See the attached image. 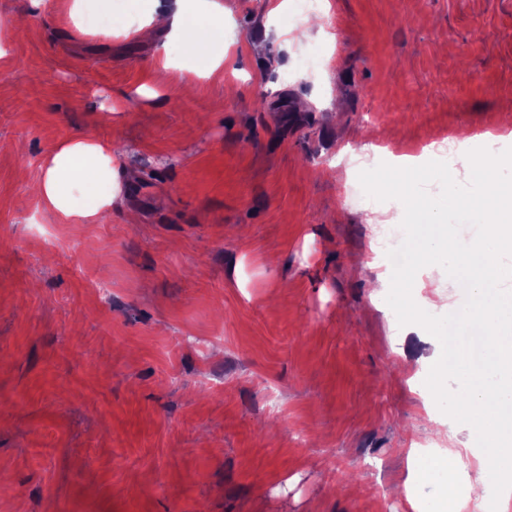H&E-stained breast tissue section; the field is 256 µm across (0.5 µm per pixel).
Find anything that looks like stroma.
<instances>
[{"mask_svg":"<svg viewBox=\"0 0 512 512\" xmlns=\"http://www.w3.org/2000/svg\"><path fill=\"white\" fill-rule=\"evenodd\" d=\"M75 2L0 0V512H410L433 346L395 335L336 162L512 131V0H324L332 35L223 0L201 78L136 27L210 0L104 34ZM87 129L129 171L110 222L63 224L41 161Z\"/></svg>","mask_w":512,"mask_h":512,"instance_id":"stroma-1","label":"stroma"}]
</instances>
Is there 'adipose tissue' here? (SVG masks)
Masks as SVG:
<instances>
[{"label":"adipose tissue","mask_w":512,"mask_h":512,"mask_svg":"<svg viewBox=\"0 0 512 512\" xmlns=\"http://www.w3.org/2000/svg\"><path fill=\"white\" fill-rule=\"evenodd\" d=\"M458 164L445 175L447 193L433 199L422 214L416 259L425 281L454 279L464 303L449 305L447 296L428 293L423 309L448 312L445 337L436 350V367L427 380L430 394H443L455 382L463 398L453 400L451 413L469 429L474 447L493 449L492 460L466 462L461 449L447 448L433 459L422 448L408 452L415 475L433 477L438 492L431 512H483L491 483H498L503 498L512 497V225L504 221L512 210V195L495 200L485 195L461 196L460 169L480 172L494 185L512 156L498 155L484 165L457 150ZM122 166L110 142L87 130L51 147L43 159L38 193L60 221L101 224L112 214L118 172ZM478 225L481 236L474 247L459 246L454 223Z\"/></svg>","instance_id":"1"}]
</instances>
